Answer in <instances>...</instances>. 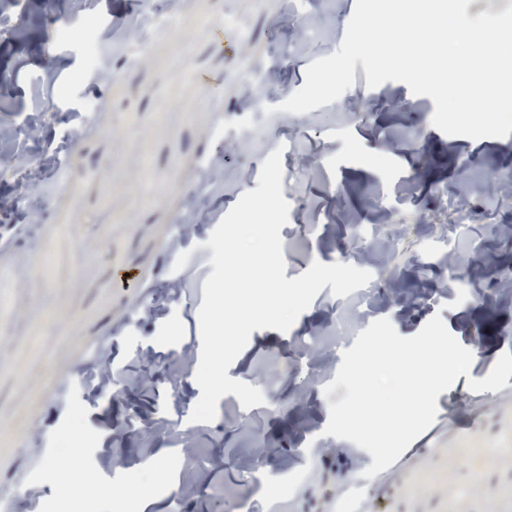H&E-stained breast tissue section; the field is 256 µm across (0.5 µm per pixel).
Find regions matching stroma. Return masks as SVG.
Listing matches in <instances>:
<instances>
[{"label":"stroma","instance_id":"1","mask_svg":"<svg viewBox=\"0 0 512 512\" xmlns=\"http://www.w3.org/2000/svg\"><path fill=\"white\" fill-rule=\"evenodd\" d=\"M113 5L63 0L49 19L38 0L21 12L0 0L13 26L0 36V128L12 132L0 139V267L13 271L0 288V484L16 485L17 512H121L100 486L152 484V448L170 449L172 466L147 512H338L344 499L356 512H512V382L467 387L512 352V288L500 285L512 271L503 231L512 199L486 189L512 175V134L445 135L431 124L430 97L401 82L368 88L360 64L338 100L280 111L265 74L302 87L308 65L338 50L355 0H309L320 25L307 35L292 19L295 0H187L172 34L152 25L169 0H139L123 20L149 43L134 62L126 42L106 40ZM221 14L248 23L250 42L216 45L201 20ZM90 17L106 80L85 63ZM203 101L207 117L191 119ZM278 148L312 170L282 183L286 278L341 262L370 272L385 294L361 305L343 336L328 286L289 331H253L228 375L258 387L264 404L245 408L228 394L213 422L194 423L206 242ZM221 152L224 175L213 181L207 161ZM51 155L56 165L28 192L27 169ZM202 182L209 206L194 213L189 193ZM189 218L198 234L176 242L173 225ZM392 233V264L365 261L366 241ZM127 280L135 290H121ZM437 314L471 349L470 373L438 396L420 446L364 478L371 454L324 433V388L373 321L408 337ZM97 343L117 373L107 393L92 381ZM64 481L79 493L62 498Z\"/></svg>","mask_w":512,"mask_h":512}]
</instances>
